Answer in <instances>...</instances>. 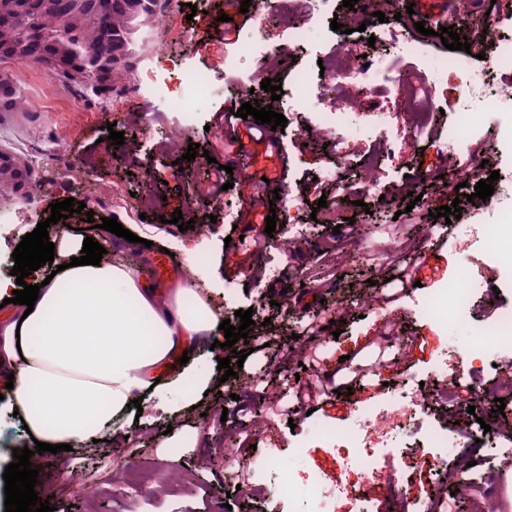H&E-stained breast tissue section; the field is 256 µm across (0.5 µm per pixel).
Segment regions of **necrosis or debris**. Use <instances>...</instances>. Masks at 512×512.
<instances>
[{"mask_svg": "<svg viewBox=\"0 0 512 512\" xmlns=\"http://www.w3.org/2000/svg\"><path fill=\"white\" fill-rule=\"evenodd\" d=\"M484 37V54L488 67L481 73H473L470 65L461 58L446 59L449 72L454 73L464 88L465 97L488 99L490 110L497 113L512 112V82L490 87V77L498 69H512V37H501L498 25L486 22ZM422 44L405 38L400 40L391 57H377L369 66L354 68L344 54H337L325 65L321 93L312 96L307 76L299 79L286 90L282 96L288 111H303L310 105H317L319 111L332 113L339 111V87L344 78H351L368 87L388 83L396 90L397 96L405 107L419 111L421 121H428V113L422 107L431 101L435 88L431 82L418 81L417 77H401L398 64L401 59L419 55ZM151 65L146 69L141 81L134 88L135 93L148 99L155 111L179 112L190 116L204 108V92L213 83L209 71L197 69L188 63L170 64L169 54L162 48L153 47L148 52ZM179 80L183 86L180 98L168 96L167 88L171 80ZM458 238L463 248H470L473 243H481L485 250L503 265L512 267V212L501 216L490 224H468L462 226ZM475 286L466 277L460 278L454 288L438 294L428 302L427 314L441 322L448 317L466 320L473 303ZM472 341L482 348L479 357L482 362L499 360L502 355H512V307L502 310L491 322L474 326L471 331ZM421 391L418 386L406 384L399 399L394 400L388 412L377 413L371 410L354 414L350 424L324 429L323 435L343 448L344 467L372 474L374 450L372 440L377 433H384L387 447L397 445V436L385 432L388 417L399 416L422 407Z\"/></svg>", "mask_w": 512, "mask_h": 512, "instance_id": "1", "label": "necrosis or debris"}]
</instances>
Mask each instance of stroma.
I'll return each mask as SVG.
<instances>
[{"label":"stroma","instance_id":"stroma-1","mask_svg":"<svg viewBox=\"0 0 512 512\" xmlns=\"http://www.w3.org/2000/svg\"><path fill=\"white\" fill-rule=\"evenodd\" d=\"M222 0H191L178 4L166 28L153 36L165 44L172 57L201 69L211 68L232 53L216 31ZM390 0H366L363 10L343 7L342 0H327L312 11L308 23L325 31V41L316 53L286 50L288 30L296 0H277L275 13L263 19L236 13L243 29L263 24L265 38L278 53L264 61L261 77L253 78L254 97L260 106L271 103L270 93L260 87L262 78L281 75L296 79L300 74L317 77L319 60L338 49L350 56L376 55L391 49L392 35L416 37V23L438 14L439 0H425L415 14H406L409 0H399V21L379 22L377 12H389ZM344 24V32L331 30V21ZM376 35L368 44V35ZM8 71L33 111L28 116L0 120V150L23 152L33 175L21 198H0V209L20 206L22 198L40 196L42 205L35 218L0 230V275L10 274L12 253L26 233L51 215L50 206L67 198L84 202L87 213L73 214L68 222L83 236L97 237L109 254L127 251L124 238L91 227L90 218L108 217L149 242L136 259L142 280L155 284L150 261L156 249L174 250L179 277L194 268L185 252L196 236L194 229L179 230L161 223V216L186 207L194 185L207 180L213 164L232 167L234 179L267 169L276 188L263 192L272 200L281 190L302 196L307 208L316 212L306 234L286 243L284 227L266 232L264 225H233L222 208L197 210L194 222L211 224L207 243L210 253L208 287L216 305L231 310L252 309L254 323L249 336H264L268 346L248 353L237 377L223 378L216 354L209 344L189 350L186 364L176 366L162 378L158 393L145 396L141 416L127 415L114 421L112 442L90 443L58 453L46 452L30 458L38 471V489L56 512H314L316 505L307 489L309 479L325 475L343 489L339 512H359L360 496L372 499L379 512H400L404 507L430 503L439 497L447 512H512V393L506 407L497 413L491 403H477L475 411L455 402L442 405L431 400L430 373L440 359L448 361V375L470 385L495 380L500 368L492 364L473 370L453 361L457 347L467 343L472 324L495 317L498 307L512 303V270L490 259L482 247L462 251L456 236H445L444 220H433L429 212L452 204L455 163L484 160L485 171L512 166V141L501 132L512 116L495 114L465 138L463 148L447 146L451 128L459 123L463 94L457 79L439 74L434 113L426 130L420 131L410 115L387 90L374 92L353 80L340 87L341 112L336 118V138L322 132L323 120L314 112L287 113L288 123L276 138L282 148L276 165H268L261 149L236 157L225 155L216 126L219 113L229 103H245L239 91V75H221L206 93L207 106L185 126L184 138L199 143L202 152L189 162L181 151L168 150L165 138L177 122L173 112L152 111L148 101L132 90L106 101H87L73 95L63 97L53 87L47 68L37 64H14ZM384 113L389 143L379 144L365 133L377 113ZM146 122L135 131L131 118ZM123 132V145L107 140L108 123ZM340 171L338 182L322 180L328 161ZM374 166L375 183H368L366 168ZM406 186V196L386 200L393 186ZM327 190L326 207H319L320 190ZM419 201H412V194ZM152 219L139 221L140 212ZM342 218L340 229L328 224V215ZM286 243L288 258L277 276L268 273L269 248ZM434 254L441 271L422 285H406L396 298H389L382 284L394 268L421 262ZM479 283L469 323L434 321L421 309L424 299L456 281L461 273ZM236 289L233 303H225L224 286ZM323 324L315 337L318 369L301 370L307 359L299 334L310 322ZM396 338L398 362L379 367L353 386L348 407L339 409L321 398L297 402L300 381L314 379L316 372L333 373L341 356L361 354L372 358L385 335ZM220 379L219 389L209 391L186 385V374ZM420 383L428 403L426 411L436 427L460 440L448 455L444 479H436L418 452L425 439L409 419H400L397 431L405 445L392 455H377V474L365 478L340 463L341 449L313 436L315 426L347 424L353 411L382 409L398 394L402 379ZM251 388L254 401L241 412L232 395ZM12 393L0 398V474L12 462L13 449L32 446L30 435L14 414ZM486 419L498 438L495 457H487L483 444L474 437L476 419ZM170 431L171 445H157L160 432ZM140 464L144 473L136 490L121 485H101L96 497H82L75 486L62 484L60 472L124 474ZM290 472L297 491L293 498L275 493L260 495L259 486L273 483L278 472Z\"/></svg>","mask_w":512,"mask_h":512}]
</instances>
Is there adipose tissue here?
I'll use <instances>...</instances> for the list:
<instances>
[{
  "mask_svg": "<svg viewBox=\"0 0 512 512\" xmlns=\"http://www.w3.org/2000/svg\"><path fill=\"white\" fill-rule=\"evenodd\" d=\"M81 242L61 232V270L41 287L28 316L0 318V373L38 441L79 448L112 431L114 417L149 390L170 350L199 336L223 340L199 282L167 293L139 280L130 263L70 266Z\"/></svg>",
  "mask_w": 512,
  "mask_h": 512,
  "instance_id": "obj_1",
  "label": "adipose tissue"
}]
</instances>
